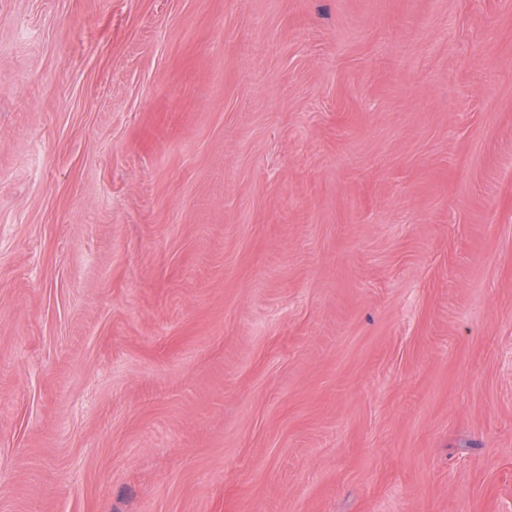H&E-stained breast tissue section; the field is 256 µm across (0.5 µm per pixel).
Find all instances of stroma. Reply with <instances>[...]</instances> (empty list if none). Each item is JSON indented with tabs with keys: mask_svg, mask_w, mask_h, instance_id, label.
I'll use <instances>...</instances> for the list:
<instances>
[{
	"mask_svg": "<svg viewBox=\"0 0 512 512\" xmlns=\"http://www.w3.org/2000/svg\"><path fill=\"white\" fill-rule=\"evenodd\" d=\"M0 512H512V0H0Z\"/></svg>",
	"mask_w": 512,
	"mask_h": 512,
	"instance_id": "obj_1",
	"label": "stroma"
}]
</instances>
